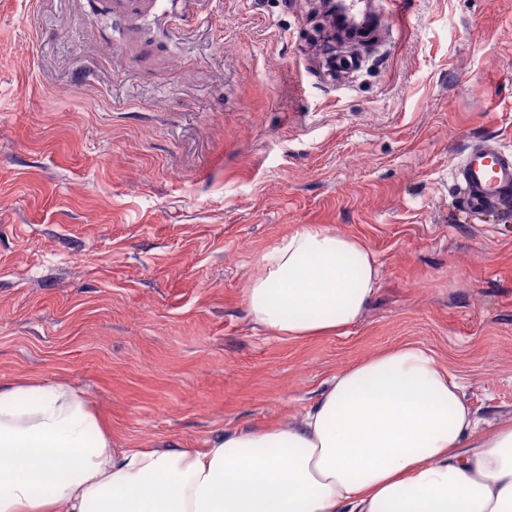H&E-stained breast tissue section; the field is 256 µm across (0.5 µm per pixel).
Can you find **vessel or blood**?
<instances>
[{
    "label": "vessel or blood",
    "instance_id": "1",
    "mask_svg": "<svg viewBox=\"0 0 512 512\" xmlns=\"http://www.w3.org/2000/svg\"><path fill=\"white\" fill-rule=\"evenodd\" d=\"M462 210L484 214L512 206V149L493 137L471 141L453 167Z\"/></svg>",
    "mask_w": 512,
    "mask_h": 512
}]
</instances>
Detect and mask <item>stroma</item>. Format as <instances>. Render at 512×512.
Instances as JSON below:
<instances>
[{
    "label": "stroma",
    "mask_w": 512,
    "mask_h": 512,
    "mask_svg": "<svg viewBox=\"0 0 512 512\" xmlns=\"http://www.w3.org/2000/svg\"><path fill=\"white\" fill-rule=\"evenodd\" d=\"M375 10V66L328 71L319 0H0V384L83 391L121 446L298 421L402 342L512 422V213L450 170L512 146V0ZM303 224L363 239L379 289L341 334L253 324L261 255Z\"/></svg>",
    "instance_id": "obj_1"
}]
</instances>
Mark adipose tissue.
<instances>
[{"label": "adipose tissue", "mask_w": 512, "mask_h": 512, "mask_svg": "<svg viewBox=\"0 0 512 512\" xmlns=\"http://www.w3.org/2000/svg\"><path fill=\"white\" fill-rule=\"evenodd\" d=\"M368 245L304 224L259 260L252 320L288 339L356 324ZM0 512H512V424L485 432L451 370L404 342L334 375L296 423L197 450L123 448L66 382L0 387Z\"/></svg>", "instance_id": "obj_1"}]
</instances>
